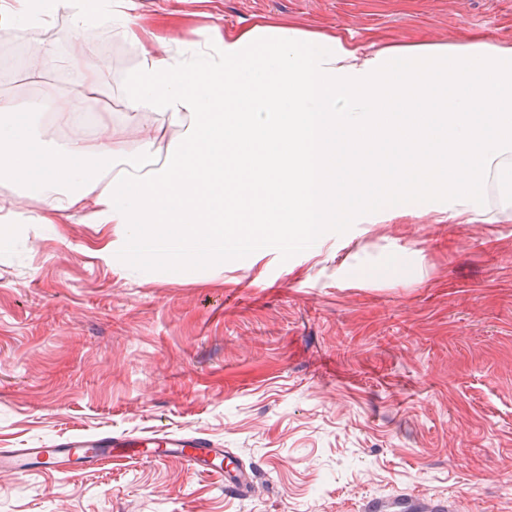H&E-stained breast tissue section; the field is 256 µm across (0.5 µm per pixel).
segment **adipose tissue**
Listing matches in <instances>:
<instances>
[{
	"instance_id": "obj_1",
	"label": "adipose tissue",
	"mask_w": 512,
	"mask_h": 512,
	"mask_svg": "<svg viewBox=\"0 0 512 512\" xmlns=\"http://www.w3.org/2000/svg\"><path fill=\"white\" fill-rule=\"evenodd\" d=\"M61 3L72 30L105 19L140 47L126 80L130 115L181 128L165 138L97 111L91 91L108 63L83 46L79 90L60 99L63 112H95L99 136L48 144L30 112L0 99V184L16 186L13 204L45 197L41 224L85 211L119 226L106 261L179 275L309 247L324 225L366 214L512 222V45L358 44L341 30L265 21L216 26L189 45L174 38L175 22L146 29L135 0L0 2V29L17 15L45 22Z\"/></svg>"
}]
</instances>
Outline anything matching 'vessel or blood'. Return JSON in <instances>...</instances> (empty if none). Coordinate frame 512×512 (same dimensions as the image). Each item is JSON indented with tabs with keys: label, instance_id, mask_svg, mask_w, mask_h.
<instances>
[{
	"label": "vessel or blood",
	"instance_id": "1",
	"mask_svg": "<svg viewBox=\"0 0 512 512\" xmlns=\"http://www.w3.org/2000/svg\"><path fill=\"white\" fill-rule=\"evenodd\" d=\"M108 449L117 456L141 455L143 458H173L184 463L189 470L207 471L224 478V487L232 492L244 491L252 477L245 470L225 469L222 449L202 437H126L101 433L93 437L71 436L44 448H0V469L15 474L28 472L33 464H41L50 471L63 472L64 464L76 451ZM428 503L400 500L396 504L367 502L364 512H427Z\"/></svg>",
	"mask_w": 512,
	"mask_h": 512
}]
</instances>
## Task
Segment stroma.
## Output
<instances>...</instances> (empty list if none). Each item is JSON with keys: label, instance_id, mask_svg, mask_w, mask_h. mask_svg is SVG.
Masks as SVG:
<instances>
[{"label": "stroma", "instance_id": "1", "mask_svg": "<svg viewBox=\"0 0 512 512\" xmlns=\"http://www.w3.org/2000/svg\"><path fill=\"white\" fill-rule=\"evenodd\" d=\"M204 41L258 19L356 42L467 32L512 42V0H138ZM69 13L0 36V98L56 100L71 44L106 58L100 111L123 120L140 50L102 20L64 39ZM52 34L56 61L18 81ZM27 200L0 231V448L66 436H202L253 470L245 496L180 461L99 456L68 473H0V512H363L420 497L446 512H512V223L332 224L309 249L228 257L175 276L99 250L115 225L40 224ZM405 251L411 273L343 281Z\"/></svg>", "mask_w": 512, "mask_h": 512}]
</instances>
